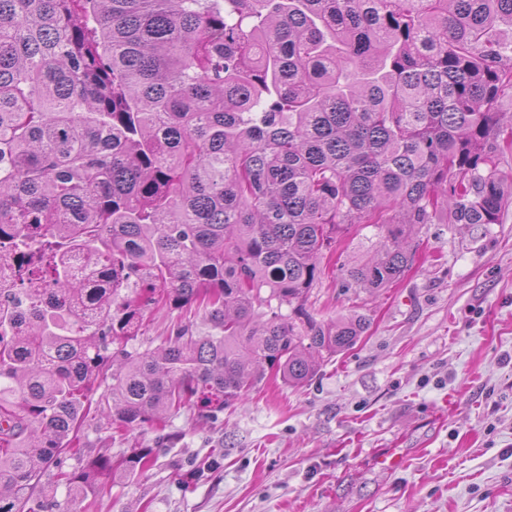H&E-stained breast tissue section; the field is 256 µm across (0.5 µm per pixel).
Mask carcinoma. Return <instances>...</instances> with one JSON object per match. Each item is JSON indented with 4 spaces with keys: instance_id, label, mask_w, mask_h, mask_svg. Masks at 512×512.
<instances>
[{
    "instance_id": "carcinoma-1",
    "label": "carcinoma",
    "mask_w": 512,
    "mask_h": 512,
    "mask_svg": "<svg viewBox=\"0 0 512 512\" xmlns=\"http://www.w3.org/2000/svg\"><path fill=\"white\" fill-rule=\"evenodd\" d=\"M505 26L512 0H0V512H47L51 468L84 501L154 466L86 456L92 410L131 433L197 400L217 419L352 348L370 320L307 302L354 225L377 245L342 287L377 290L419 226L500 223ZM152 305L209 331L128 350Z\"/></svg>"
}]
</instances>
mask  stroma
Listing matches in <instances>:
<instances>
[{"instance_id": "obj_1", "label": "stroma", "mask_w": 512, "mask_h": 512, "mask_svg": "<svg viewBox=\"0 0 512 512\" xmlns=\"http://www.w3.org/2000/svg\"><path fill=\"white\" fill-rule=\"evenodd\" d=\"M412 267L391 287L342 288V265L375 253L372 229L337 248L308 310L362 314L370 327L310 383L267 379L218 419L191 405L158 433L109 434L91 415L85 454L120 458L132 441L157 449L149 471L113 480L72 505L45 473L49 512H512V206L488 228L427 224ZM128 350L163 344L178 310L147 314ZM396 448L405 467L375 462Z\"/></svg>"}]
</instances>
